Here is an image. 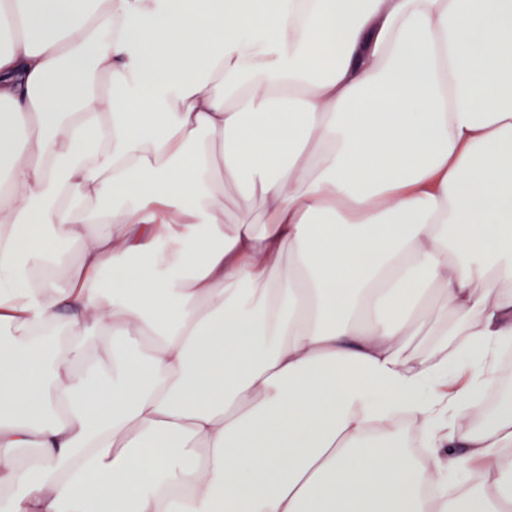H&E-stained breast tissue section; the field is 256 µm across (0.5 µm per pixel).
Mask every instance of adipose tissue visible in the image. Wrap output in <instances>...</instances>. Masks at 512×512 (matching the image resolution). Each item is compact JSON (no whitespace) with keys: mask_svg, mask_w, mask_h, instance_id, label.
I'll list each match as a JSON object with an SVG mask.
<instances>
[{"mask_svg":"<svg viewBox=\"0 0 512 512\" xmlns=\"http://www.w3.org/2000/svg\"><path fill=\"white\" fill-rule=\"evenodd\" d=\"M0 36V512H423L458 470L430 512H512V399L468 425L512 0H0Z\"/></svg>","mask_w":512,"mask_h":512,"instance_id":"1","label":"adipose tissue"}]
</instances>
